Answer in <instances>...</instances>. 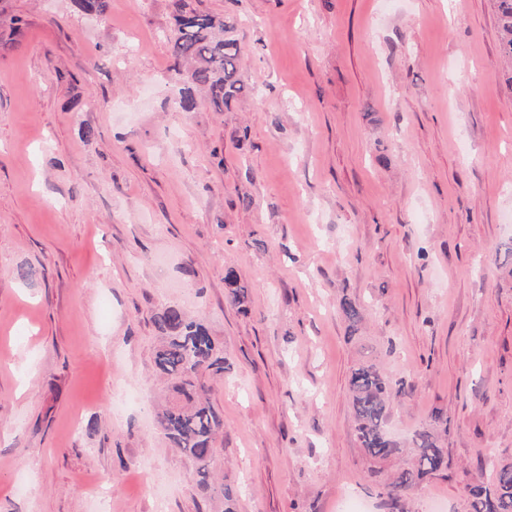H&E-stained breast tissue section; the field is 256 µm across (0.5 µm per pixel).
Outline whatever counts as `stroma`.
Wrapping results in <instances>:
<instances>
[{"mask_svg":"<svg viewBox=\"0 0 512 512\" xmlns=\"http://www.w3.org/2000/svg\"><path fill=\"white\" fill-rule=\"evenodd\" d=\"M194 3L238 21L248 92L220 112L169 104L172 0L0 5V38L23 20L0 49V512H220L155 426L170 305L230 364L205 385L238 512H390L352 419L362 360L405 384L399 447L448 419V468L404 512H468L481 463L512 462V88L492 0ZM120 390L138 400L117 415Z\"/></svg>","mask_w":512,"mask_h":512,"instance_id":"stroma-1","label":"stroma"}]
</instances>
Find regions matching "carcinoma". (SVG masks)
I'll use <instances>...</instances> for the list:
<instances>
[{"label": "carcinoma", "instance_id": "carcinoma-1", "mask_svg": "<svg viewBox=\"0 0 512 512\" xmlns=\"http://www.w3.org/2000/svg\"><path fill=\"white\" fill-rule=\"evenodd\" d=\"M500 28V54L512 71V0H494ZM234 23L194 8L189 0H176L173 23L167 36L173 70L182 76L185 87L172 106L181 112L195 107L194 91L210 97L217 111L244 91L240 78L242 63L238 42L232 36ZM224 286L235 302L244 300V288L231 266L224 267ZM340 309L349 331L355 333L363 320V307L345 298ZM161 345L155 367L172 385L174 400L157 416L158 427L171 447L187 456L194 465L197 485L210 491L224 505V512H236L234 491L214 479L212 465L217 433L224 429L223 415L202 400V379L225 371L224 352L207 328L181 308L169 306L157 316ZM403 383L373 363L351 369L349 392L357 439L374 462L386 461L401 452L387 434L392 399L401 394ZM448 433V419L434 416L433 424L415 432L408 458L383 483L387 506L396 509L405 493L428 477L448 467L442 437ZM487 480L470 487L469 512H512V463L487 460Z\"/></svg>", "mask_w": 512, "mask_h": 512}]
</instances>
